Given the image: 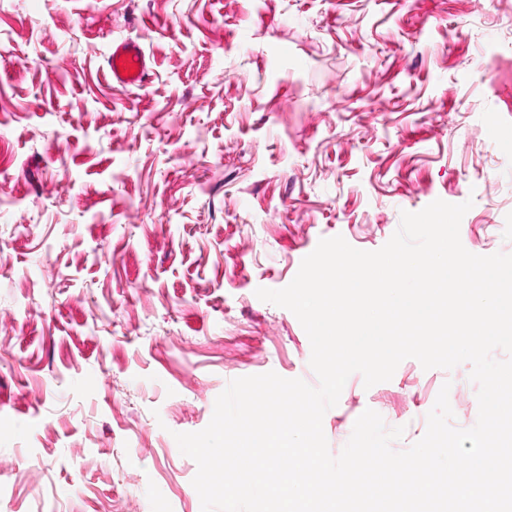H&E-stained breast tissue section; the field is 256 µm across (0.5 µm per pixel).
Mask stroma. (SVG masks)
Masks as SVG:
<instances>
[{"label": "stroma", "instance_id": "stroma-1", "mask_svg": "<svg viewBox=\"0 0 512 512\" xmlns=\"http://www.w3.org/2000/svg\"><path fill=\"white\" fill-rule=\"evenodd\" d=\"M152 62L112 86V36ZM470 202L466 250L512 254V0H0V512H202L175 433L232 379L309 385L261 301L337 235ZM470 364L347 380L332 454L373 409L420 439Z\"/></svg>", "mask_w": 512, "mask_h": 512}]
</instances>
